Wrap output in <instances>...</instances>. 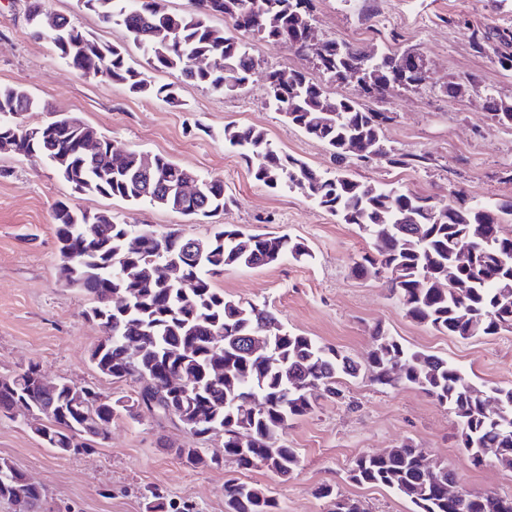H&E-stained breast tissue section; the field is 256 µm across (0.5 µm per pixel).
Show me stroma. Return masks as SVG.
I'll return each instance as SVG.
<instances>
[{"label": "stroma", "mask_w": 512, "mask_h": 512, "mask_svg": "<svg viewBox=\"0 0 512 512\" xmlns=\"http://www.w3.org/2000/svg\"><path fill=\"white\" fill-rule=\"evenodd\" d=\"M48 11L66 16L100 42L126 47L131 64L145 68L142 51L126 30L103 23L80 0H45ZM26 0H0V85L27 89L41 104L26 121L42 124L67 112L124 151L163 155L199 178L219 180L230 206L199 221L180 212L75 193L49 166L0 152V376L38 364L52 381L65 380L120 398L136 382L102 374L91 352L103 330L87 315L90 297L65 284L53 212L57 204L91 213L108 212L138 231L176 230L207 237L220 224L244 235L285 234L310 248L306 262L284 260L253 269L229 268L214 279L226 297L267 306L289 332L333 346L359 364L373 348L372 331L383 328L402 344L461 367L477 385L512 387V332L462 339L416 324L392 298L381 277H358L352 268L371 243L356 225L298 194L256 182L244 159L224 142L228 125L263 131L281 153L321 172L336 162L324 143L289 125L266 91V76L302 71L328 95L346 96L361 107L392 113L384 132L390 158L353 160L351 176L378 187L394 186L455 201L465 193L478 202H512V128L491 118L488 101L512 102V42L491 40L476 52L472 35L512 31V0H314L317 38L336 39L366 53L414 51L425 61L426 79L415 89L371 97L356 83L337 84L317 70L314 54L302 55L239 33L255 70L231 97L157 72L158 84L176 86L175 102L135 94L126 86L88 77L35 38L26 21ZM339 400L319 399L313 414L291 423L279 442L297 449L299 465L281 478L258 466L238 469L232 459L190 467L172 448L194 444L220 454L224 438H191L180 425L150 415L115 417L105 442L63 455L48 448L23 416L0 414V458L13 462L45 494L42 512H145L160 494L189 512H224V482L238 478L272 491L283 512H332V500L315 490L331 484L360 499L368 512H412V503L385 487L346 479L354 459L413 442L434 464L456 471L462 488L512 496V471L487 462L473 466L460 448V427L448 408L422 391L381 387L367 372L341 383Z\"/></svg>", "instance_id": "obj_1"}]
</instances>
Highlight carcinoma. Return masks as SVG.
<instances>
[{
    "instance_id": "cac0c4a2",
    "label": "carcinoma",
    "mask_w": 512,
    "mask_h": 512,
    "mask_svg": "<svg viewBox=\"0 0 512 512\" xmlns=\"http://www.w3.org/2000/svg\"><path fill=\"white\" fill-rule=\"evenodd\" d=\"M84 6L107 24L124 27L143 45L147 63L158 72H176L182 82L207 85L234 95L249 81L255 60L238 38L211 25L222 16L233 29L250 32L270 42H286L299 53L314 40L312 0H257L254 13H242L245 0H196L190 14L151 9L150 0H83ZM59 34L41 33L38 20L30 22L35 36L46 38L59 56L84 75L120 83L136 94L174 99L171 84L155 85L132 66L126 50L100 43L70 20L56 16ZM325 54L317 67L336 83L358 74L362 88L384 99L395 88L413 89L425 81L422 58L414 51L364 57L352 44L324 41ZM417 58V66L403 72L401 60ZM194 56L213 61L207 70L191 65ZM277 72L266 77L267 94L286 122L323 142L338 169L322 173L304 161L284 155L253 127H224V142L250 164L254 179L312 199L342 224H355L371 241L374 253L354 262V272L382 275L388 291L405 315L438 333L463 339L493 336L512 330V234L501 224L512 220V205L468 203L437 206L428 199L394 188H376L353 179L343 164L360 158L364 145L389 158L384 129L392 116L369 111L350 98H331L323 85L304 72L283 88ZM31 95L22 87L0 86V138L14 139L17 154L49 161L79 193H95L135 204L181 210L172 191L186 169L165 156H156L159 178L139 172L133 153L104 139L100 152L88 156L77 136L63 128L46 130L33 139L26 128L6 116L30 108ZM491 119L512 127V103L490 101ZM202 195L194 202L197 216L207 218L226 208L224 184L200 181ZM65 283L91 296L90 318L106 327L107 336L91 353L98 370L114 379L139 383L136 395L126 400H104L103 393L63 382L56 394L41 385L42 371L33 364L9 377H0V411L24 398L49 413L61 428L53 445L60 453L87 450L106 439L112 418L124 414L137 419L147 412L187 429L194 437L216 428L224 435V456L238 468L261 465L279 477L298 467L296 449L277 444L278 432L314 412L320 397L341 396V380L356 378L359 364L349 355L308 336L283 330L265 305L242 303L224 296L212 278L228 267L256 268L312 258L309 247L288 235L257 234L247 252L237 249L240 230L222 224L202 240L206 260L195 265L185 260L196 243L177 231L136 234L130 225L100 212L86 213L68 205L54 209ZM138 238L136 249L124 238ZM471 243L469 266L450 282L448 266L457 258L458 245ZM181 262L180 274L196 279L197 288L183 298L167 277V266ZM223 337L221 344L215 337ZM135 343L137 354L126 346ZM372 383L396 388H418L452 410L461 429L462 450L474 464L484 448H495L494 462L512 470V387L495 388L501 413L486 410L487 391L467 373L434 354L413 350L376 328L369 358ZM179 377L187 390L168 387ZM183 463H206L203 451L192 445L172 449ZM348 479L361 486L386 487L406 497L413 512H512V497L466 492L461 508L448 499V487L458 483L455 472L432 464L427 453L409 442L384 454L363 453L353 462ZM23 492L30 512H41L43 490L25 483V475L0 459V499ZM322 498L339 499L345 512H367L359 499L345 496L332 485L317 489ZM225 512H281L272 492L233 478L224 484Z\"/></svg>"
}]
</instances>
